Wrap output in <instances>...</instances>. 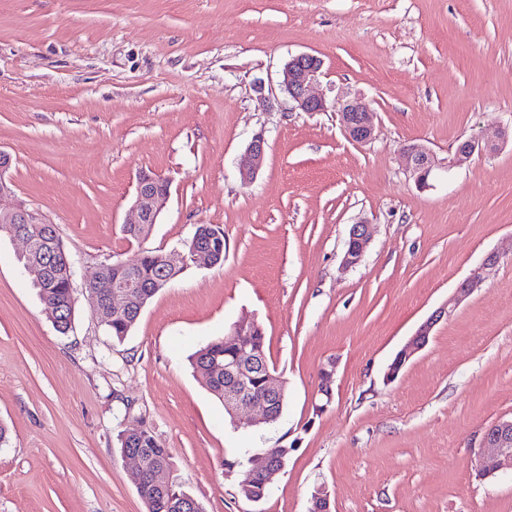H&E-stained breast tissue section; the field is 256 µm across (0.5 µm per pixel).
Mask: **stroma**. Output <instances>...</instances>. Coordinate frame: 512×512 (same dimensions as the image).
Instances as JSON below:
<instances>
[{
  "label": "stroma",
  "instance_id": "obj_1",
  "mask_svg": "<svg viewBox=\"0 0 512 512\" xmlns=\"http://www.w3.org/2000/svg\"><path fill=\"white\" fill-rule=\"evenodd\" d=\"M303 52L323 59L331 98L368 106L371 141L277 92ZM466 139L490 148L448 168ZM413 144L436 161L424 190ZM0 152V208H38L74 263L63 335L21 273L22 242L0 234V512H146L117 444L138 426L203 512H308L321 488L332 512H512V468H475L485 429L512 417V0H0ZM143 170L171 187L138 242L123 226ZM360 221L371 238L347 268ZM199 224L223 230V264L188 268L112 340L87 299L99 265L172 250ZM244 318L286 382L273 425L256 409L230 421L189 362ZM241 448L293 451L261 501L238 493L247 468L225 466ZM267 140L263 132L256 133L239 162V177L243 185H249L256 179L261 168ZM406 166L419 186H428V178L435 165L433 154L420 144L408 146L404 151ZM369 240V225L353 224L349 230L347 248L342 259L343 265L346 267L358 265L364 256ZM472 288L469 282H464L448 298L446 304L435 310L417 329L415 334L398 352L397 357L391 364L387 372V379L394 380L403 366L428 343L430 334L434 327L444 318L451 316L453 311L463 302L471 293Z\"/></svg>",
  "mask_w": 512,
  "mask_h": 512
}]
</instances>
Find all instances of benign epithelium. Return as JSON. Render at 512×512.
Masks as SVG:
<instances>
[{
    "instance_id": "7a95c632",
    "label": "benign epithelium",
    "mask_w": 512,
    "mask_h": 512,
    "mask_svg": "<svg viewBox=\"0 0 512 512\" xmlns=\"http://www.w3.org/2000/svg\"><path fill=\"white\" fill-rule=\"evenodd\" d=\"M324 61L317 55L300 53L292 56L282 70L280 90L284 93L293 108L300 112H326L330 104L326 97L314 91L315 85L322 75ZM340 124L345 135L353 142L366 143L372 139L374 126L372 114L366 105L359 100L342 103L338 107ZM267 140L262 132L256 133L239 162V177L244 185L256 179L261 168ZM478 144L471 139L460 142L454 156L449 161L452 166H461L472 158ZM406 166L419 186H428V178L435 165L433 154L420 144L408 146L404 151ZM9 157L0 152V197L12 192V181L7 176ZM170 195V182L167 178L153 173L139 174L136 188V200L132 207L131 217L127 223L143 228L141 237H146L153 224L157 223L159 214ZM0 224H12L10 235L24 244L23 255L33 259L32 269L42 267L44 249L43 239L22 228L24 224H41L45 231L53 229L50 221L37 209L19 205L11 210H0ZM370 240L369 225L357 223L351 226L347 248L342 263L347 267L358 265L365 253ZM213 245L197 243L191 237L187 245L168 252V263L173 268L191 265L214 267L220 263ZM141 283L133 276L121 282L112 283L111 289L105 294L88 293L90 307L102 326L110 323L113 318L130 312L131 302L139 296ZM472 286L464 282L448 298L446 304L435 310L417 329L415 334L398 352L397 357L387 372V379L397 377L403 366L428 343L434 327L443 319L451 316L453 311L471 293ZM245 323L239 322L231 329V335L240 337V358L224 363V413L236 419L243 409L259 408L262 420L270 422L274 418L275 409L283 400L284 388L279 377L268 374L267 392L255 394L250 388L255 360L245 339L241 338ZM512 462V418L502 419L488 427L480 440L477 469L483 478L493 477L499 473L505 463ZM253 470L262 474L264 484H269L270 476L285 468V464L273 459L268 452L253 454Z\"/></svg>"
}]
</instances>
